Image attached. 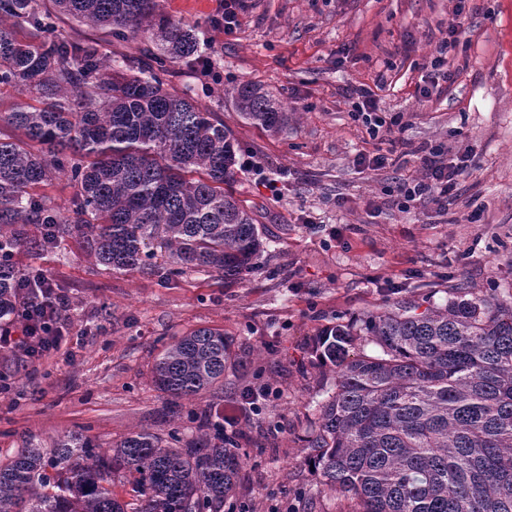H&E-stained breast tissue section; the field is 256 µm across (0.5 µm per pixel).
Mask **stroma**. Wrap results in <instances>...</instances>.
<instances>
[{
  "label": "stroma",
  "instance_id": "1",
  "mask_svg": "<svg viewBox=\"0 0 512 512\" xmlns=\"http://www.w3.org/2000/svg\"><path fill=\"white\" fill-rule=\"evenodd\" d=\"M457 0H244L225 34L224 0H163L172 20L198 24L204 62L171 68V88H191L249 160L236 197L270 243L260 270L235 283L189 271L167 279L93 265L78 237L42 258L20 251V268L46 270L69 298L61 313L71 341L36 360L0 352V457L24 441L51 446L75 426L104 449L131 431L184 432L152 380L171 337L222 330L234 361L221 402L244 433L241 484L222 512H336L307 462L311 420L334 388L312 353L323 328L358 321L448 285L512 295V0H468L464 31L448 51L447 94L416 88ZM241 82L273 91L286 135L244 123L229 95ZM378 90L385 123L370 134L351 116L346 88ZM466 157L448 207L401 210L397 187L421 179L414 155ZM392 150L367 169L362 155Z\"/></svg>",
  "mask_w": 512,
  "mask_h": 512
}]
</instances>
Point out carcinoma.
Here are the masks:
<instances>
[{
	"label": "carcinoma",
	"mask_w": 512,
	"mask_h": 512,
	"mask_svg": "<svg viewBox=\"0 0 512 512\" xmlns=\"http://www.w3.org/2000/svg\"><path fill=\"white\" fill-rule=\"evenodd\" d=\"M0 0V87L39 99L0 112V325L37 294L12 262L76 234L95 265L179 277L188 270L231 283L260 269L267 242L252 210L228 187L237 143L188 92L167 87L168 66L202 59L194 28L165 16L163 0ZM63 14L108 27L119 42L147 38L135 59L58 31ZM240 116L288 133L276 97L233 87ZM65 176L76 188L57 206L37 189ZM42 226L33 236L29 225ZM365 314L379 348L352 352L357 334L336 324L314 339L335 391L308 433V463L337 512H512V301L448 289ZM231 341L200 327L165 344L153 382L180 401L224 389ZM194 428L165 441L134 431L108 450L75 430L46 451L28 441L0 463V512H219L239 482L236 437L224 413L191 410ZM133 501L112 497V478Z\"/></svg>",
	"instance_id": "1"
}]
</instances>
